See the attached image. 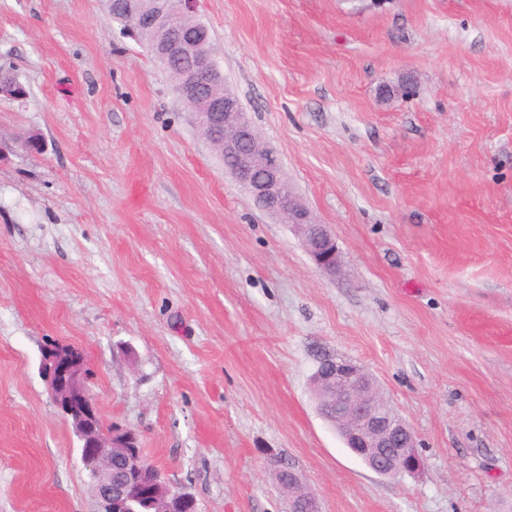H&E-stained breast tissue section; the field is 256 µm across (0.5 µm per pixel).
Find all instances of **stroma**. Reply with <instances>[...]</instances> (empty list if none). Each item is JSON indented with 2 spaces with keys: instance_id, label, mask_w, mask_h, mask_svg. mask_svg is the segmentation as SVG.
Listing matches in <instances>:
<instances>
[{
  "instance_id": "1",
  "label": "stroma",
  "mask_w": 512,
  "mask_h": 512,
  "mask_svg": "<svg viewBox=\"0 0 512 512\" xmlns=\"http://www.w3.org/2000/svg\"><path fill=\"white\" fill-rule=\"evenodd\" d=\"M342 269L256 208L102 0H0V512H94L39 373L87 355L106 422L197 512H512V0H198ZM40 137L37 151L21 149ZM325 354L377 379L416 474L321 417Z\"/></svg>"
}]
</instances>
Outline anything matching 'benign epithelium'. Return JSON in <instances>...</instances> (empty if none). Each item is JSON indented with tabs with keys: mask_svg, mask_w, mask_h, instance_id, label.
<instances>
[{
	"mask_svg": "<svg viewBox=\"0 0 512 512\" xmlns=\"http://www.w3.org/2000/svg\"><path fill=\"white\" fill-rule=\"evenodd\" d=\"M150 13L137 14L139 25L168 32V39L155 50L161 65L173 58L191 56L197 37L184 35L181 18L196 13L197 0H159ZM207 73L182 71L178 98L196 115L198 125L208 130L223 147L228 171L262 211L281 218L299 236L315 266L329 275L340 273L341 253L329 228L315 221L288 181L278 151L253 125L240 100L223 88L224 77L206 58ZM335 393L336 433L354 455L374 472L387 477L414 474L421 468L417 442L411 428L394 411L384 409L371 397L375 379L359 363L345 357L327 356L317 369ZM41 374L52 401L67 419L79 441L84 469L93 474L95 512H124L112 502V449L126 448L134 458L135 479L149 477L154 497L176 504L190 499L172 490L158 474L146 475L140 451L133 447L134 431L105 423L98 404L89 394L90 363L84 352L69 343L54 341L42 352Z\"/></svg>",
	"mask_w": 512,
	"mask_h": 512,
	"instance_id": "obj_1",
	"label": "benign epithelium"
}]
</instances>
